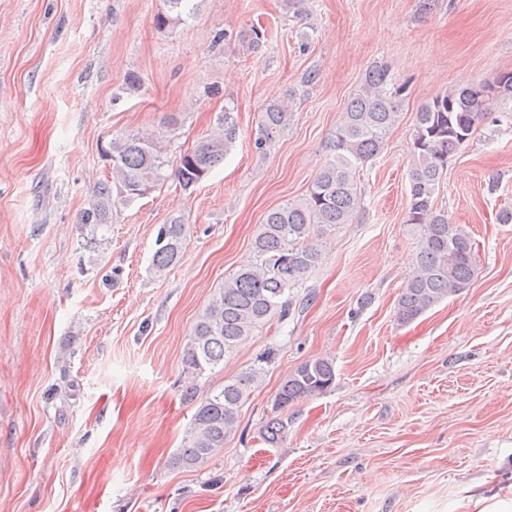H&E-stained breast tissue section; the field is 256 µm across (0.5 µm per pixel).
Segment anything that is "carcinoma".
Masks as SVG:
<instances>
[{
  "instance_id": "carcinoma-1",
  "label": "carcinoma",
  "mask_w": 512,
  "mask_h": 512,
  "mask_svg": "<svg viewBox=\"0 0 512 512\" xmlns=\"http://www.w3.org/2000/svg\"><path fill=\"white\" fill-rule=\"evenodd\" d=\"M168 11L155 24L166 28L190 17L199 0H165ZM255 29L235 35L221 33L216 41L234 38L254 44ZM403 88L390 71L376 66L366 72L331 140L334 155L314 178L305 197L270 209L252 241L251 259L224 277V285L198 315L182 355V374L188 380L183 399L196 406L181 448L171 464L198 467L224 449L235 430L240 408L261 382L264 368L253 364L224 380L217 393L198 397L197 381L224 363L238 343L256 335L269 321L284 320L296 304L291 295L303 276L321 259L314 237L339 224L352 223L361 208L357 176L360 168L379 155L399 119ZM512 103V72L489 81L468 82L438 94L416 112L409 167V204L405 224L416 236L413 269L397 302L395 319L409 324L450 296L470 288L476 274L474 242L448 210L435 204V194L447 176L448 160L472 138L476 125L494 105ZM292 113L277 100L259 113L254 133L257 153L266 155L284 135ZM239 125L234 109L224 108L214 131L198 139L176 162L171 174L161 141L154 134L121 133L101 149L112 179L98 182L83 223L95 228L112 222L118 205L141 198L169 178L183 189L201 182L234 146ZM186 224L178 217L161 225L155 240L151 270L164 273L179 259ZM335 366L329 358L308 360L290 372L277 389L271 415L261 430L269 445L277 444L288 427V408L319 395L333 385Z\"/></svg>"
}]
</instances>
